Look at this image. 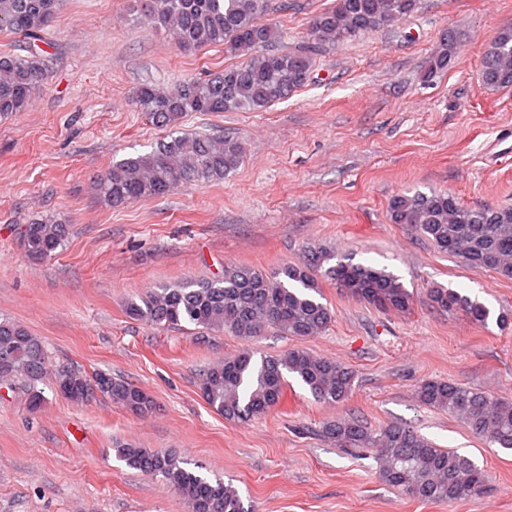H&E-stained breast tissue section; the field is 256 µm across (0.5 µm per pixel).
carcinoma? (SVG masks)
<instances>
[{"label":"carcinoma","mask_w":512,"mask_h":512,"mask_svg":"<svg viewBox=\"0 0 512 512\" xmlns=\"http://www.w3.org/2000/svg\"><path fill=\"white\" fill-rule=\"evenodd\" d=\"M61 0H0V32L36 42L53 22ZM419 0H334L318 14L306 45L281 47L282 32L262 20L270 0H142L143 19L167 31L183 49L223 45L230 52L247 51L246 62L229 65L205 78L174 85L144 84L135 93L141 111L169 130L167 138L145 153L128 156L95 182V190L113 205L160 197L183 182L206 185L227 177L244 160L235 136H210L177 130L192 113L262 112L288 98L308 82L316 57L328 48L366 33L394 27L418 9ZM458 50L457 34L445 32L426 61L423 80L450 67ZM45 60L30 50L25 56L0 54V120L30 106L40 93ZM491 88L512 87V27L501 29L486 50L481 68ZM392 223L417 228L435 247L464 259L475 268L491 269L512 279V206L470 209L451 193L395 195L389 202ZM66 227L50 215L25 225L26 252L38 259L56 255ZM350 296L404 312L410 294L384 268L354 264L325 249L265 274L247 265L224 266L213 278L185 279L153 288L127 303L126 313L150 325H191L201 333L228 331L256 336L271 328L307 337L330 323L332 312L318 299L314 272ZM433 301L445 310L463 312L484 323L488 309L449 288L432 290ZM47 373V352L40 338L24 325L0 318V384L22 392L28 406L44 400L40 384ZM291 374L317 400L338 403L352 392L353 372L333 359L297 349L284 356L250 351L224 358L203 374L200 389L206 402L228 420L261 416L276 407ZM56 385L68 387L66 397L77 404L98 393L125 409L141 414L152 398L140 388L108 374L89 380L72 370L54 374ZM420 401L462 418L475 436L512 450V401L451 381L426 380ZM326 435L344 448L375 451L380 476L402 493L423 501L453 502L481 493L485 474L469 457L443 449L402 425L373 432L355 418H341L325 427ZM125 464L162 480L189 505L191 512H253L239 490L220 477L208 478L177 454L127 444L116 448Z\"/></svg>","instance_id":"obj_1"}]
</instances>
